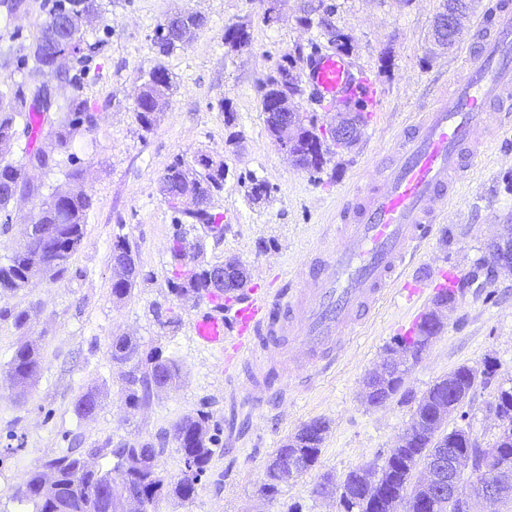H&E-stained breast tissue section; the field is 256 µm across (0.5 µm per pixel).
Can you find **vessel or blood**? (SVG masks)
I'll return each instance as SVG.
<instances>
[{"label":"vessel or blood","mask_w":512,"mask_h":512,"mask_svg":"<svg viewBox=\"0 0 512 512\" xmlns=\"http://www.w3.org/2000/svg\"><path fill=\"white\" fill-rule=\"evenodd\" d=\"M453 78L365 188L341 211L336 243L311 261L308 274L270 293L253 286L209 297L197 317L198 339L225 361L255 356L257 336H289L278 353L294 374L329 370L350 334L368 319L407 257L433 232L478 162L475 145L490 118L512 122V0H496L470 34ZM307 82L317 99L353 95L361 80L340 57L316 52Z\"/></svg>","instance_id":"obj_1"}]
</instances>
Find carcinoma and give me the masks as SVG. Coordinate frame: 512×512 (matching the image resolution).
Returning <instances> with one entry per match:
<instances>
[{
	"label": "carcinoma",
	"mask_w": 512,
	"mask_h": 512,
	"mask_svg": "<svg viewBox=\"0 0 512 512\" xmlns=\"http://www.w3.org/2000/svg\"><path fill=\"white\" fill-rule=\"evenodd\" d=\"M99 11L97 0H68V5H59L40 29L36 39L35 60L42 65L49 61V51L55 42L70 37L76 42L77 53H82L84 37L82 32L70 33L59 25L63 18L79 16L89 9ZM170 18H165L154 31L153 44L157 53L167 56L180 48L171 41L169 31ZM289 55L282 56L274 74L267 77L262 85V110L274 103L272 95L276 94L277 77L288 67ZM174 88L172 74L160 63L148 72L142 85V94L135 104V119L139 126L151 130L157 115L164 111L169 96ZM24 120L25 129L30 137L36 138L39 132L34 130L31 113L23 111L20 91L10 88L0 89V211L8 208L11 194L18 185L34 191L26 180L22 167L6 161L12 153L15 143L16 118ZM308 128L298 130V134L310 137L314 160L309 167L318 170L324 163L327 153L325 143L316 139L317 119L307 116ZM94 127L89 115L87 103L72 99L67 112L60 122V130L55 133L54 149L67 153L73 147L74 138L81 132ZM202 165L201 193L207 197L224 185V170L209 167L204 157L196 159ZM186 167V162L177 160L171 164L160 180V193L170 208L187 217L195 224H209L212 215L208 209L195 213L183 210L178 202V188L171 182V174ZM47 208L44 220L32 225L24 234L23 243L5 264H0V295L16 293L25 288L32 278L40 275L62 276L70 260L77 252L84 237L87 211L92 207L91 197L82 189L67 192L64 198L53 193L42 201ZM183 238L174 239L170 248L175 263L173 278L168 280L169 292L176 297L190 295L195 298L203 296L206 285L207 268L203 266H186L182 262ZM112 360L130 364L125 374L124 396L130 412L134 413L146 407L158 385L173 386L182 380V368L173 358L165 357L152 348L145 350L136 339L130 336H115L112 339ZM42 359L37 341L29 336L22 337L14 355L9 361L11 383L14 387L24 389L31 385L41 368ZM477 370L461 365L448 373L451 384L463 387L471 386ZM447 385L435 382L418 399L413 416L421 420V431L413 440L388 457L381 469L378 480L365 481L359 471L352 470L343 482L341 501L346 512H426L421 502L430 497L425 486L412 482L413 471L423 465L428 466L433 457L448 447V438L455 430H446L432 425L438 400ZM100 406L99 394L88 390L77 401L78 410L90 415ZM499 413L508 424L499 430L495 445L502 448L500 462L512 471V396L501 400ZM210 414L201 411L197 415H188L177 421L171 430L172 441L181 452L184 464L193 468L192 476L166 480L161 473L159 458L161 449L149 440L134 443H120L109 449L115 459L112 468L104 473L98 470L83 469L84 457L78 449L72 448L64 455L51 458L42 467H51L58 474L52 485H45L41 480V467L35 468L14 492L18 503L32 507L31 512H57V503L67 497L74 498V512H101L99 489L107 480H112V512H123L121 503L123 493L128 487H134L145 494L152 503L151 512H159V506L165 501L177 499L183 503L191 502L197 496V487L205 474L214 455V435L210 434ZM324 437L316 434L306 438L295 434L287 438L280 448L275 450L272 466L266 470V480L260 486V492L266 496L278 493L280 483L275 481L272 467L284 457L298 454L300 467L294 477H301L318 466Z\"/></svg>",
	"instance_id": "cac0c4a2"
}]
</instances>
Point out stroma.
I'll list each match as a JSON object with an SVG mask.
<instances>
[{"mask_svg":"<svg viewBox=\"0 0 512 512\" xmlns=\"http://www.w3.org/2000/svg\"><path fill=\"white\" fill-rule=\"evenodd\" d=\"M100 14L82 33L92 52L72 59L67 78L37 72L31 46L50 16L53 0H24L21 11L0 9V84L33 96L39 86L53 95L39 142L52 150L58 118L72 98L95 109L96 125L76 137L71 153L54 152L51 167L28 165L27 139L18 136L11 162L24 165L37 194L11 202L13 219L0 229V262L18 247L25 224L53 192L81 185L93 198L85 234L63 278L38 276L27 288L0 298V307L30 311L25 329L0 320V512H21L15 488L44 460L80 444L100 470L114 461L110 447L128 440H156L182 417L204 410L217 424V451L202 476L193 503L169 502L163 512H343L337 499L314 492L320 473L344 480L353 469L381 470L410 422L418 398L460 365L477 369L474 391L451 424L468 426L482 447L498 428L488 406L512 386V275L489 268L488 245L512 230V127L492 131L479 163L447 206L440 224L417 250L405 274L414 296L389 291L376 312L358 327L333 369L303 383L272 380L262 403L244 395L250 363L225 370L223 358L199 342L193 320L206 309L202 298L177 300L169 293L170 247L176 236L197 247L205 264L235 261L251 284L276 289L303 273L327 225L335 223L343 198L369 179L389 155L416 112L447 88L463 46L440 51L429 43L442 0H330L331 22L348 38V58L367 77L378 100L366 103L367 122L350 150L326 155L318 173L295 168L265 123L259 87L283 54L306 73L315 50H329L320 28L302 24L304 0H278L280 19H264V0H98ZM178 11L202 14L206 25L168 56L153 45L156 26ZM245 27L248 48L224 42V30ZM163 64L176 77L167 109L152 130L135 120V97L143 76ZM234 118L226 120L222 103ZM206 153L224 164V187L208 210L222 224L221 236L202 225L180 223L159 192L175 158ZM264 181L261 201L249 195ZM128 241L139 274L124 302L112 297L111 250L115 237ZM453 270L465 293L446 312L444 328L411 364L400 396L379 407L361 393L365 373L377 366L395 339L411 335L432 305L439 270ZM173 308L176 328L161 326L155 307ZM36 339L42 366L24 397L9 387L8 363L21 335ZM127 334L143 348H158L182 366L177 386L155 392L149 405L128 415L123 367L111 358L113 337ZM497 372L482 376L485 358ZM99 388L104 396L89 417L77 412L81 394ZM321 419L329 429L316 471L261 495L266 467L276 448L303 423Z\"/></svg>","mask_w":512,"mask_h":512,"instance_id":"stroma-1","label":"stroma"}]
</instances>
